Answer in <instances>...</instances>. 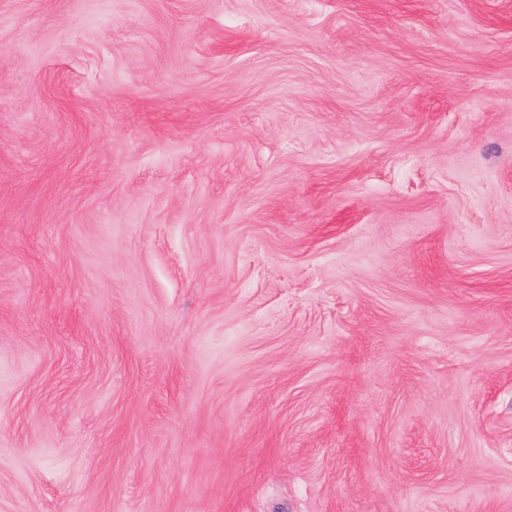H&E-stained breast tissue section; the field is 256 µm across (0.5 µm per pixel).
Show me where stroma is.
Masks as SVG:
<instances>
[{
  "label": "stroma",
  "instance_id": "1",
  "mask_svg": "<svg viewBox=\"0 0 512 512\" xmlns=\"http://www.w3.org/2000/svg\"><path fill=\"white\" fill-rule=\"evenodd\" d=\"M0 512H512V0H0Z\"/></svg>",
  "mask_w": 512,
  "mask_h": 512
}]
</instances>
